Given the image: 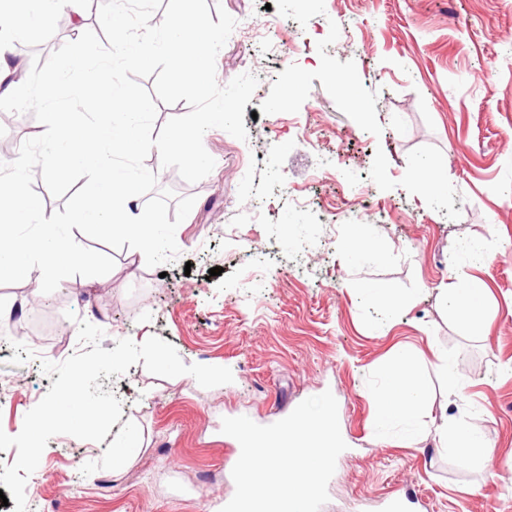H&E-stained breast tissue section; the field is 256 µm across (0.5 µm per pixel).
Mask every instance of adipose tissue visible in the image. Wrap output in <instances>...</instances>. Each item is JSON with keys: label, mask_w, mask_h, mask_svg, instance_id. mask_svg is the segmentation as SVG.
Here are the masks:
<instances>
[{"label": "adipose tissue", "mask_w": 512, "mask_h": 512, "mask_svg": "<svg viewBox=\"0 0 512 512\" xmlns=\"http://www.w3.org/2000/svg\"><path fill=\"white\" fill-rule=\"evenodd\" d=\"M33 4L31 13L24 16L17 15L8 6L0 7V85L19 66L13 53L14 40L27 29H45V21L54 14L57 0H33ZM390 379V386L374 397L379 418L387 421L415 415L425 392L412 365L409 347L398 349L391 365ZM438 444L441 450L464 456L471 463H483L490 455L486 440L461 416L449 418L439 428Z\"/></svg>", "instance_id": "obj_1"}]
</instances>
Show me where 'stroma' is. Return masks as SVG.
Segmentation results:
<instances>
[{
    "label": "stroma",
    "mask_w": 512,
    "mask_h": 512,
    "mask_svg": "<svg viewBox=\"0 0 512 512\" xmlns=\"http://www.w3.org/2000/svg\"><path fill=\"white\" fill-rule=\"evenodd\" d=\"M207 4L237 22L216 59L219 85L258 78L248 138L208 130L213 171L169 181L196 198L177 260L150 268L140 251L77 230L82 246L113 257L109 274L66 278L45 299L32 293L36 269L0 285L18 334L0 345V430L17 435L53 383L27 349L64 361L81 319L104 330L103 349L157 336L185 364H220L234 380L206 389L140 363L99 377L122 402L119 422L100 443L50 439L27 481L28 512H220L238 460L223 418L270 425L327 390L347 448L320 512H375L406 490L428 512H512V0ZM48 23L53 42L34 30L17 39L23 69L71 41V17ZM327 157L336 168L322 167ZM419 163L439 190L416 180ZM292 194L306 195V214ZM360 224L369 240L351 257ZM461 271L486 288L475 326L444 296ZM375 288L409 302L385 310ZM403 344L428 398L417 418L382 428L372 398ZM444 356L461 369L453 397ZM460 415L491 447L485 466L437 448V427ZM130 423L142 447L116 474L111 437Z\"/></svg>",
    "instance_id": "stroma-1"
}]
</instances>
